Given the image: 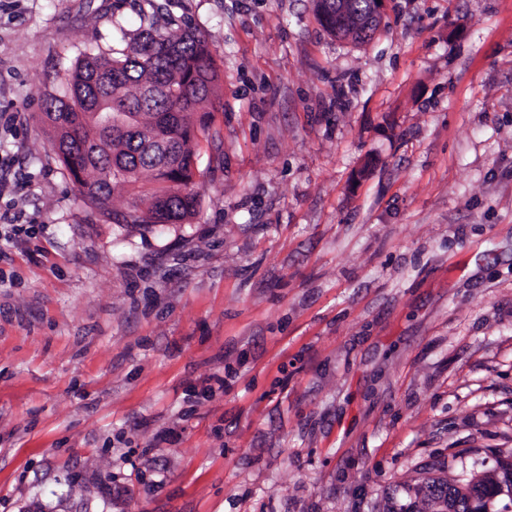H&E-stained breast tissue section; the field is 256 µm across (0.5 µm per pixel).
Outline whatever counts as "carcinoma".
Instances as JSON below:
<instances>
[{
    "instance_id": "carcinoma-1",
    "label": "carcinoma",
    "mask_w": 512,
    "mask_h": 512,
    "mask_svg": "<svg viewBox=\"0 0 512 512\" xmlns=\"http://www.w3.org/2000/svg\"><path fill=\"white\" fill-rule=\"evenodd\" d=\"M326 2L320 15L331 34L355 16H367L373 0ZM220 79L204 36L190 26L162 30L154 19L126 47L77 61L68 76L75 94L68 103L50 94L43 117L52 129L58 160L78 198L99 215L132 230L184 224L197 213L195 127L206 129ZM189 92L191 110L175 112V99ZM199 119H194V115ZM135 190L125 212L111 214L117 190ZM512 481V460L494 475L473 480L462 494L447 482L424 483V499L449 497L455 512H474L470 500Z\"/></svg>"
}]
</instances>
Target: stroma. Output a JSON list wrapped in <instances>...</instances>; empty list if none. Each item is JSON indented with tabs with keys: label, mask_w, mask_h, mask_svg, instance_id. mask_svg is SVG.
<instances>
[{
	"label": "stroma",
	"mask_w": 512,
	"mask_h": 512,
	"mask_svg": "<svg viewBox=\"0 0 512 512\" xmlns=\"http://www.w3.org/2000/svg\"><path fill=\"white\" fill-rule=\"evenodd\" d=\"M221 76L130 231L42 118L147 0H0V512H422L512 455V0H161ZM320 2H326L325 11L320 15L322 26L332 35H336V27L343 29L354 16H367L372 11L373 0H316V10ZM346 12L342 11L343 4Z\"/></svg>",
	"instance_id": "obj_1"
}]
</instances>
